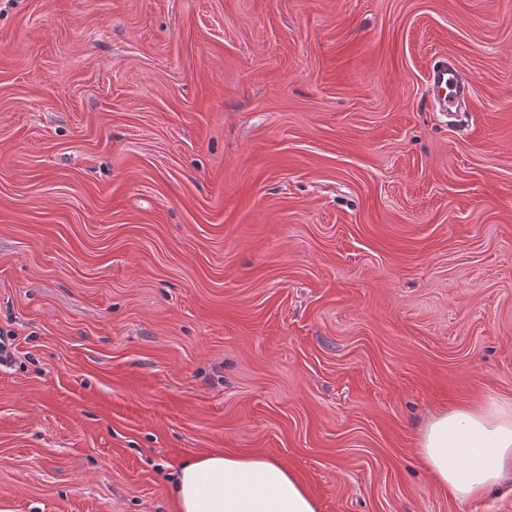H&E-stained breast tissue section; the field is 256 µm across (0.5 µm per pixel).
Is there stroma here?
I'll use <instances>...</instances> for the list:
<instances>
[{
  "label": "stroma",
  "instance_id": "obj_1",
  "mask_svg": "<svg viewBox=\"0 0 512 512\" xmlns=\"http://www.w3.org/2000/svg\"><path fill=\"white\" fill-rule=\"evenodd\" d=\"M0 332V512H512L416 447L512 402V0H0ZM427 82L438 111L448 112V116H454L471 98L473 91L472 84L463 81L457 68L448 60L439 61L431 67ZM170 482L176 512H319L296 473L262 455L209 453Z\"/></svg>",
  "mask_w": 512,
  "mask_h": 512
}]
</instances>
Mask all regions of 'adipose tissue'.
<instances>
[{"label":"adipose tissue","instance_id":"ef3b65f1","mask_svg":"<svg viewBox=\"0 0 512 512\" xmlns=\"http://www.w3.org/2000/svg\"><path fill=\"white\" fill-rule=\"evenodd\" d=\"M417 448L449 497L482 496L512 477V403L440 411ZM171 496L176 512H319L296 473L262 455L214 452L187 461L171 479Z\"/></svg>","mask_w":512,"mask_h":512}]
</instances>
